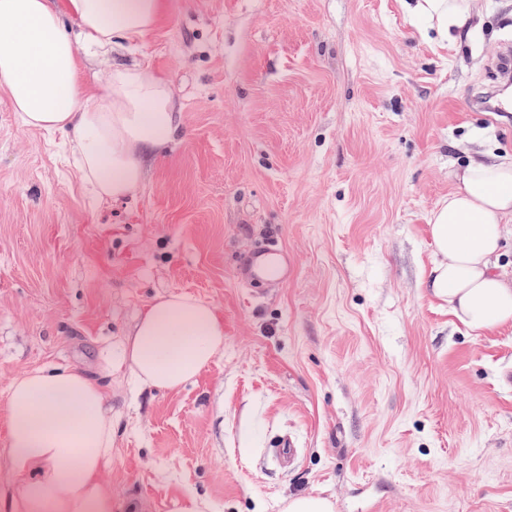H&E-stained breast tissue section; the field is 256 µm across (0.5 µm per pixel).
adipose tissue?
Returning <instances> with one entry per match:
<instances>
[{
  "label": "adipose tissue",
  "instance_id": "obj_1",
  "mask_svg": "<svg viewBox=\"0 0 512 512\" xmlns=\"http://www.w3.org/2000/svg\"><path fill=\"white\" fill-rule=\"evenodd\" d=\"M164 0H0V90L21 125L63 134L75 166L98 200L135 197L148 158L179 135L167 82L144 63L113 56L153 30ZM426 17L440 46L456 44L471 0H404ZM107 63L105 106L89 104L81 59ZM457 187L432 210L437 258L429 293L477 336L512 324V275L498 259L512 230V156L472 157L453 172ZM224 349V323L209 303L181 294L140 315L118 359L95 371L41 368L15 377L5 423L10 480L0 512H113L112 377L129 371L149 390L174 391Z\"/></svg>",
  "mask_w": 512,
  "mask_h": 512
}]
</instances>
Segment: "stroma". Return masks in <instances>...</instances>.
<instances>
[{
	"instance_id": "obj_1",
	"label": "stroma",
	"mask_w": 512,
	"mask_h": 512,
	"mask_svg": "<svg viewBox=\"0 0 512 512\" xmlns=\"http://www.w3.org/2000/svg\"><path fill=\"white\" fill-rule=\"evenodd\" d=\"M140 57L184 129L132 199L95 201L61 134L0 90V404L14 377L96 368L158 297L215 307L224 350L176 391L112 381L115 512H512V325L431 297L428 218L477 150L512 153V0L459 51L399 0H164ZM276 244L292 274L240 281ZM291 436L293 461L273 444ZM283 512H334V505L326 498L296 495L288 498Z\"/></svg>"
}]
</instances>
